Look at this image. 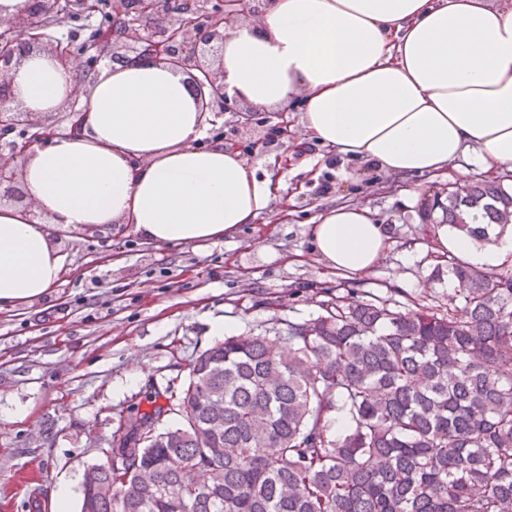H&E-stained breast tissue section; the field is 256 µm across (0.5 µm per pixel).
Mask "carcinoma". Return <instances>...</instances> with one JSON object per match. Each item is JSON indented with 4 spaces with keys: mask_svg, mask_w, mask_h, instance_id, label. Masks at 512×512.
Segmentation results:
<instances>
[{
    "mask_svg": "<svg viewBox=\"0 0 512 512\" xmlns=\"http://www.w3.org/2000/svg\"><path fill=\"white\" fill-rule=\"evenodd\" d=\"M132 2L63 0L35 33L63 19L73 28L62 48L92 61ZM437 210V223L487 242L512 211V189L474 181L427 201L426 216ZM445 275L457 284L446 313L406 315L349 291L274 336L202 351L186 388L154 391L151 412L134 409L112 433L125 472L149 468L155 484L134 475L125 484L93 464L82 512H512V267L489 271L442 252L434 280ZM282 343L288 357L273 356ZM169 414L179 421L166 426ZM199 427L211 430L208 448ZM191 469L209 483L188 507L159 493L182 491Z\"/></svg>",
    "mask_w": 512,
    "mask_h": 512,
    "instance_id": "carcinoma-1",
    "label": "carcinoma"
}]
</instances>
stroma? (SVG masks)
Masks as SVG:
<instances>
[{
    "instance_id": "35a3bbf8",
    "label": "stroma",
    "mask_w": 512,
    "mask_h": 512,
    "mask_svg": "<svg viewBox=\"0 0 512 512\" xmlns=\"http://www.w3.org/2000/svg\"><path fill=\"white\" fill-rule=\"evenodd\" d=\"M263 127L225 113L206 130L241 150L258 177L278 189L253 223L234 236L196 246L155 247L131 226L111 224L68 239V270L50 295L15 316L0 311V512H51L43 488H72L81 510L87 465L105 462L120 419L153 389L181 388L200 351L234 336H256L309 319L330 297L352 290L388 300L401 312L448 305L447 283L431 280L437 226L427 199L447 192L445 174L397 179L360 171L317 145L295 154L301 111L288 136L263 146ZM416 194H409V187ZM367 207L385 224L388 246L364 277L326 270L309 226L321 207Z\"/></svg>"
}]
</instances>
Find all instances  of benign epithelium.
<instances>
[{
  "label": "benign epithelium",
  "instance_id": "obj_1",
  "mask_svg": "<svg viewBox=\"0 0 512 512\" xmlns=\"http://www.w3.org/2000/svg\"><path fill=\"white\" fill-rule=\"evenodd\" d=\"M152 11L137 7L134 13L124 12L112 28V44L107 58L119 56L123 63L133 61H166L176 67H190V90L197 102L203 123L212 122L217 112H236L237 100L224 89V71L220 67L224 56V17L204 8H197L193 19L184 28L181 39L169 36L172 29L184 20L176 0H151ZM57 0H27L23 11L9 19H0V30L15 37L17 48L10 54L0 53V134L20 125H28L34 112L19 109L13 78L23 61L35 53H43L66 65L77 60L62 50L58 43L40 46V41L28 38V30L41 24L44 17L56 12ZM45 143L36 135L23 147L8 144L13 161L0 162V202L23 198L20 172L28 151Z\"/></svg>",
  "mask_w": 512,
  "mask_h": 512
}]
</instances>
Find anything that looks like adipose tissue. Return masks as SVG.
Here are the masks:
<instances>
[{
  "instance_id": "1",
  "label": "adipose tissue",
  "mask_w": 512,
  "mask_h": 512,
  "mask_svg": "<svg viewBox=\"0 0 512 512\" xmlns=\"http://www.w3.org/2000/svg\"><path fill=\"white\" fill-rule=\"evenodd\" d=\"M229 95L262 110L302 103L301 141L399 178L447 172L455 184L512 170V0H270L259 25L224 38ZM27 109L49 112L75 94L73 69L34 54L16 71ZM80 132L62 130L22 167L27 201L0 205V309L23 313L64 270L57 234L129 224L155 246L218 242L263 211L273 182L240 150L199 147L203 123L186 77L164 64L100 66L86 81ZM470 167L451 169L462 155ZM462 261L498 268L512 233L482 248L440 227ZM370 210L327 205L310 228L327 269L363 276L386 248Z\"/></svg>"
}]
</instances>
